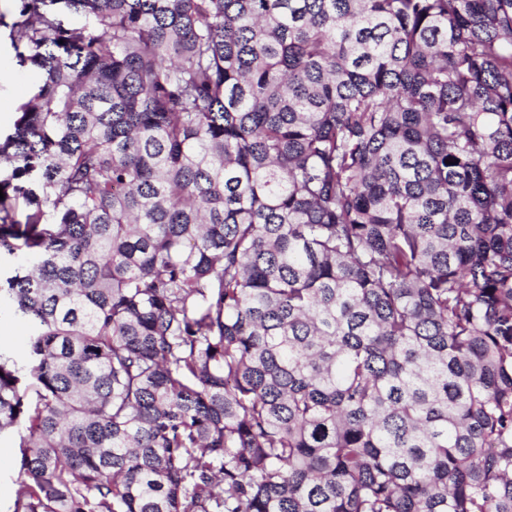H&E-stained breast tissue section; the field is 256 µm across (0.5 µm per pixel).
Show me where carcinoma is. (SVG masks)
Returning <instances> with one entry per match:
<instances>
[{
	"label": "carcinoma",
	"instance_id": "obj_1",
	"mask_svg": "<svg viewBox=\"0 0 512 512\" xmlns=\"http://www.w3.org/2000/svg\"><path fill=\"white\" fill-rule=\"evenodd\" d=\"M10 40L9 512H512V0H20ZM10 28L0 25V134L13 131L21 114L20 107L34 94L36 76L28 67L18 65L10 45ZM1 74L7 76L1 80ZM33 328L8 301L0 304V342L21 365L28 359Z\"/></svg>",
	"mask_w": 512,
	"mask_h": 512
}]
</instances>
